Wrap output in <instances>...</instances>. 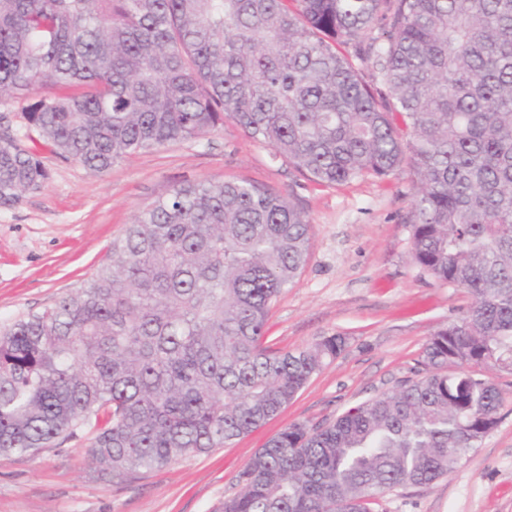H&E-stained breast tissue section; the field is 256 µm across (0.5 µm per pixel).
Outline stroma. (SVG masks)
Segmentation results:
<instances>
[{"label": "stroma", "mask_w": 512, "mask_h": 512, "mask_svg": "<svg viewBox=\"0 0 512 512\" xmlns=\"http://www.w3.org/2000/svg\"><path fill=\"white\" fill-rule=\"evenodd\" d=\"M39 158L47 182L0 208V322L80 286L113 239L173 185L233 179L292 195L310 224V256L271 309L270 344L289 351L339 335L347 345L258 429L122 485L98 472L82 440L32 456L0 454V512H217L267 440L293 423L334 421L396 388L414 376L434 331L461 320L471 304L413 258L409 172L321 187L230 120L209 138L130 155L103 174L46 150ZM373 509L512 512V399L448 477L386 495Z\"/></svg>", "instance_id": "obj_1"}]
</instances>
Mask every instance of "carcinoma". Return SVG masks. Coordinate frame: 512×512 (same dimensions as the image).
Returning <instances> with one entry per match:
<instances>
[{"label": "carcinoma", "instance_id": "1", "mask_svg": "<svg viewBox=\"0 0 512 512\" xmlns=\"http://www.w3.org/2000/svg\"><path fill=\"white\" fill-rule=\"evenodd\" d=\"M0 102L31 141L0 136V207L48 180L44 147L102 173L226 118L321 186L413 174L414 260L466 316L417 378L269 439L218 512H370L496 426L506 393L476 368L512 366V0H0ZM309 248L289 197L173 186L81 286L0 323V454L84 438L125 483L274 418L346 346L267 345Z\"/></svg>", "mask_w": 512, "mask_h": 512}]
</instances>
